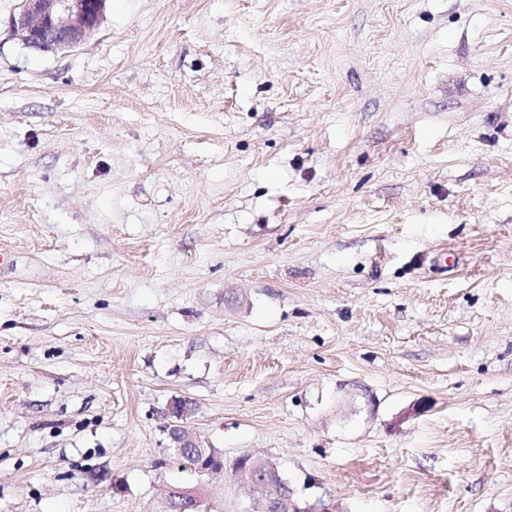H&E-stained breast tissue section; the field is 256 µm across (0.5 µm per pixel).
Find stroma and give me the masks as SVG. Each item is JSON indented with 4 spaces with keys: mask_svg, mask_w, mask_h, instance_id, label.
<instances>
[{
    "mask_svg": "<svg viewBox=\"0 0 512 512\" xmlns=\"http://www.w3.org/2000/svg\"><path fill=\"white\" fill-rule=\"evenodd\" d=\"M0 0V512H512V0ZM225 469H181L168 408ZM10 20L13 35L27 48L69 52L100 26L107 0H22ZM247 463L239 469L237 474L243 477L253 491L256 497L250 498L249 504L245 507L246 512H329L330 510L321 501L305 508L299 509L292 501L291 495L286 489L289 484L281 477V472L277 466L270 461L254 457L245 456ZM264 472L263 476L258 475L256 469ZM269 474V477L265 475Z\"/></svg>",
    "mask_w": 512,
    "mask_h": 512,
    "instance_id": "35a3bbf8",
    "label": "stroma"
}]
</instances>
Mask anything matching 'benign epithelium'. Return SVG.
<instances>
[{
    "mask_svg": "<svg viewBox=\"0 0 512 512\" xmlns=\"http://www.w3.org/2000/svg\"><path fill=\"white\" fill-rule=\"evenodd\" d=\"M20 13L10 20V29L21 43L42 52H69L82 44L100 26L107 0H22ZM189 409L183 401L172 403L169 413L175 448L181 455L196 448L193 434L180 421ZM238 470L256 496L250 498L245 512H329L321 502L299 509L288 494V482L270 461L246 456Z\"/></svg>",
    "mask_w": 512,
    "mask_h": 512,
    "instance_id": "obj_1",
    "label": "benign epithelium"
}]
</instances>
